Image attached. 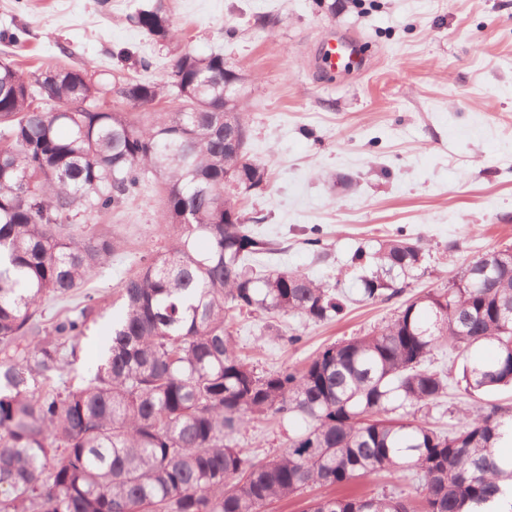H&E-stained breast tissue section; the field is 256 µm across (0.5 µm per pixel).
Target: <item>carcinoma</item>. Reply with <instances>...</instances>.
<instances>
[{"label": "carcinoma", "instance_id": "obj_1", "mask_svg": "<svg viewBox=\"0 0 512 512\" xmlns=\"http://www.w3.org/2000/svg\"><path fill=\"white\" fill-rule=\"evenodd\" d=\"M129 23L171 45L160 3ZM224 54L170 50L162 83L95 76L56 63L24 75L0 60V512H263L280 498L387 473L415 492L314 497L306 512H512V411H455L444 431L427 410L455 387L465 398L512 386V262L492 249L450 288L418 295L381 327L327 345L301 366L259 372L230 323L255 313L310 324L343 310L336 290L298 270H260L275 243L245 224L240 196L265 164L224 149V98L249 134L246 102ZM130 106L134 111L127 112ZM159 189L165 250L151 241L120 288L111 344L79 385L64 378L95 321L94 293L63 315L47 301L84 287L122 247L77 231ZM366 302L388 301L418 275L424 252L390 238ZM441 347L459 377L428 367ZM403 411L398 419L388 414ZM260 418L292 426L264 461L236 443Z\"/></svg>", "mask_w": 512, "mask_h": 512}]
</instances>
